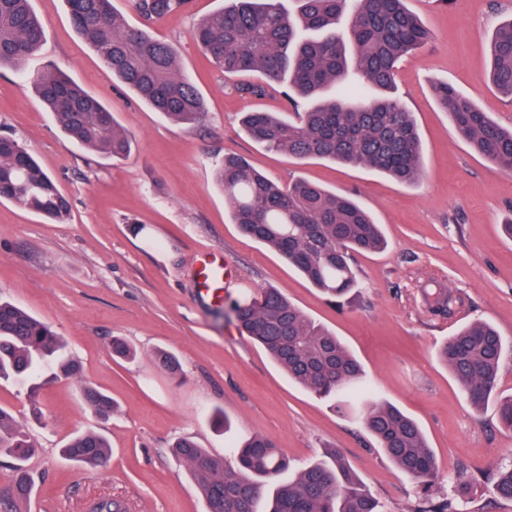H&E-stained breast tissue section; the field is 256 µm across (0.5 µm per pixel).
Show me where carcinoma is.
<instances>
[{"label":"carcinoma","mask_w":512,"mask_h":512,"mask_svg":"<svg viewBox=\"0 0 512 512\" xmlns=\"http://www.w3.org/2000/svg\"><path fill=\"white\" fill-rule=\"evenodd\" d=\"M143 19L128 25L112 0H66L71 21L104 65L147 105L179 125L195 124L204 101L182 72L177 49L155 38L150 27L179 12L189 0H132ZM202 54L224 75L254 73L258 80L236 87L261 96L281 85L288 115L254 110L242 127L256 142L290 158L331 160L378 170L401 183L424 176L421 140L412 114L396 95L397 65L427 44L431 31L409 13L404 0H227L191 31ZM44 41L31 0H0V69L18 71L53 113L64 134L81 149L112 159L128 156L135 139L112 109L59 70L26 69ZM483 79L512 97V17L490 39ZM436 96L457 135L480 156L512 169V129L452 86ZM234 223L302 273L328 297L342 299L359 287L353 254L375 252L387 242L372 215L349 195L330 192L304 178L286 185L253 169L241 156L217 166ZM0 198L12 200L53 223H64L70 204L26 146L0 138ZM430 312L447 316L458 297L440 289L427 298ZM233 320L258 343L288 378L309 393L356 408L384 455L418 488L413 512H459L453 498L433 490L436 463L420 426L374 393L359 361L342 341L309 318L276 288H261L235 301ZM505 344L490 324L475 320L448 337L438 356L478 409L491 397ZM158 366L177 376L179 360L165 351ZM74 375L78 364L51 327L24 308L0 300V379L33 388L57 373ZM83 400L97 414L114 411L112 398L87 386ZM35 445L7 407L0 406V457L13 460L12 495L0 512L31 496L25 462ZM172 451L189 466L206 512H381L379 502L347 468L334 448L294 476L288 460L260 434L217 457L190 439ZM69 461L97 467L109 456L107 439L78 432L61 448ZM497 498L512 502V467L493 477Z\"/></svg>","instance_id":"1"}]
</instances>
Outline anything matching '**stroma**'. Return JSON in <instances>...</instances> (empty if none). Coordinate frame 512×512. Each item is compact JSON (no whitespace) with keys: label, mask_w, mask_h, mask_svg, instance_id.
Here are the masks:
<instances>
[{"label":"stroma","mask_w":512,"mask_h":512,"mask_svg":"<svg viewBox=\"0 0 512 512\" xmlns=\"http://www.w3.org/2000/svg\"><path fill=\"white\" fill-rule=\"evenodd\" d=\"M31 4L45 33L31 68H59L106 102L136 147L114 160L86 153L29 82L0 69V135L12 134L36 155L71 206L69 220L56 224L0 200V296L51 325L80 367L34 393L0 381V405L37 445L27 462L34 491L21 512H87L100 497L122 500L127 512H205L171 445L189 437L221 456L254 433L272 438L294 472L324 447L337 449L384 512H411L413 483L362 426L289 380L228 317L234 300L266 286L335 332L379 398L418 422L436 458V492L461 498L467 512H512V502L496 498L485 479L512 464V430L498 413L500 401L512 397V237L503 230L512 214V170L474 153L434 92L448 83L512 127V97L483 78L489 40L512 16V0H405L432 33L395 72L396 94L422 142L425 176L411 184L363 166L299 162L250 139L243 113L290 107L279 86L260 97L237 93L249 75L224 76L198 51L195 21L224 0H191L187 11L154 28L177 46L203 97L205 110L190 127L174 125L113 78L74 29L65 0ZM227 154L282 184L302 177L351 195L373 214L388 246L354 254L361 288L352 303L325 298L233 223L212 184L214 166ZM140 224L145 233H136ZM210 251L232 270L217 298L199 284L198 261ZM428 283L459 294L451 318L428 311ZM474 320L492 323L506 346L496 388L479 409L437 357L448 336ZM116 336L136 348L135 359L113 358ZM160 349L178 357L181 378L159 369ZM85 384L112 396V416L84 402ZM79 430L107 436L105 464L85 469L60 456Z\"/></svg>","instance_id":"obj_1"}]
</instances>
